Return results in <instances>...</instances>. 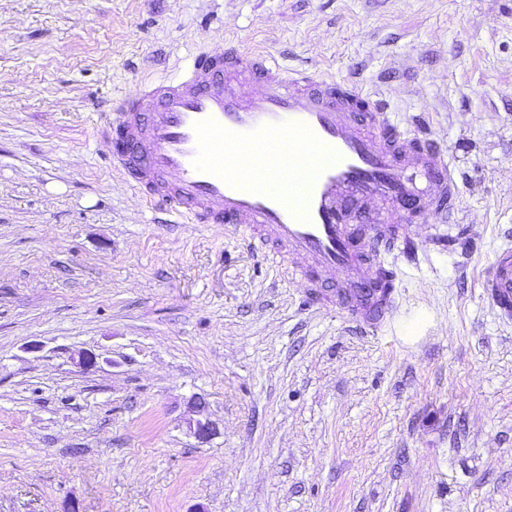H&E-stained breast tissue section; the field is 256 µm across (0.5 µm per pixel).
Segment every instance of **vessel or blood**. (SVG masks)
Segmentation results:
<instances>
[{"label":"vessel or blood","mask_w":512,"mask_h":512,"mask_svg":"<svg viewBox=\"0 0 512 512\" xmlns=\"http://www.w3.org/2000/svg\"><path fill=\"white\" fill-rule=\"evenodd\" d=\"M104 128L147 207L229 225L304 277L312 302L372 331L397 306L381 245L415 256L418 217L457 209V173L426 123L404 130L353 82L288 73L234 45L119 98ZM480 286L512 321V247Z\"/></svg>","instance_id":"obj_1"}]
</instances>
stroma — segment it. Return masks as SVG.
Listing matches in <instances>:
<instances>
[{"label":"stroma","instance_id":"obj_1","mask_svg":"<svg viewBox=\"0 0 512 512\" xmlns=\"http://www.w3.org/2000/svg\"><path fill=\"white\" fill-rule=\"evenodd\" d=\"M229 41L427 114L458 171L377 334L108 165L113 97ZM506 245L512 0H0V512H512ZM480 286L498 316L504 321H512V247L495 253Z\"/></svg>","mask_w":512,"mask_h":512}]
</instances>
